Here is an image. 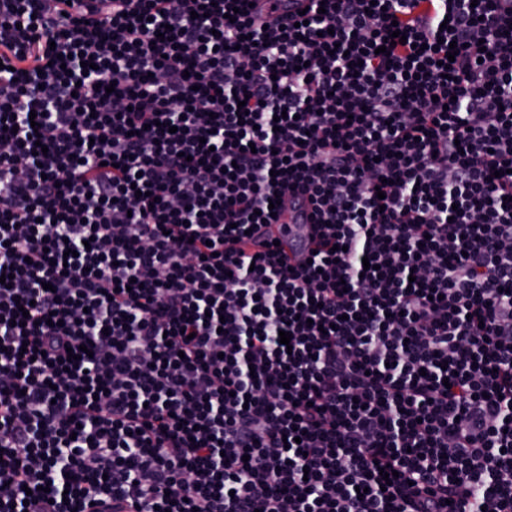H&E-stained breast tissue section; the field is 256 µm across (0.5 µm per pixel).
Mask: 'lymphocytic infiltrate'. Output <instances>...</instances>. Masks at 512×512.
I'll list each match as a JSON object with an SVG mask.
<instances>
[{"mask_svg": "<svg viewBox=\"0 0 512 512\" xmlns=\"http://www.w3.org/2000/svg\"><path fill=\"white\" fill-rule=\"evenodd\" d=\"M248 2L0 0V512H512V4Z\"/></svg>", "mask_w": 512, "mask_h": 512, "instance_id": "1", "label": "lymphocytic infiltrate"}]
</instances>
